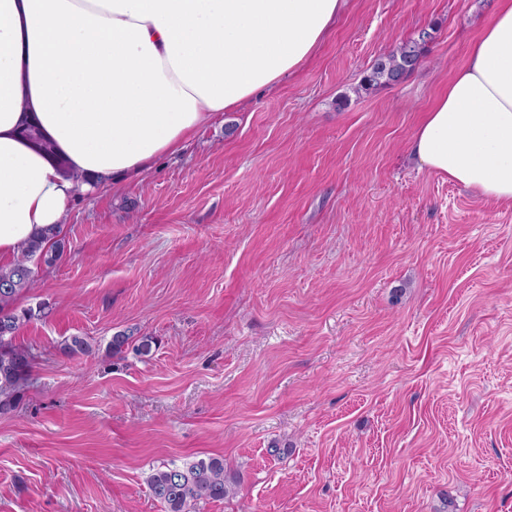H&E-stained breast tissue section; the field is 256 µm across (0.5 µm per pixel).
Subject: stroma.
<instances>
[{"label": "stroma", "instance_id": "1", "mask_svg": "<svg viewBox=\"0 0 512 512\" xmlns=\"http://www.w3.org/2000/svg\"><path fill=\"white\" fill-rule=\"evenodd\" d=\"M492 8L348 0L298 73L77 194L17 302L46 314L0 512H165L150 469L208 457L233 490L193 512H512V204L408 155ZM424 29L404 81L359 91ZM127 328L150 357L111 355Z\"/></svg>", "mask_w": 512, "mask_h": 512}]
</instances>
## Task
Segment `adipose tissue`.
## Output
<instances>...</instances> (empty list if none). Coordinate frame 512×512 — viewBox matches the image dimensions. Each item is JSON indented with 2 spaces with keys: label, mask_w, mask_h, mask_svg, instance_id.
Listing matches in <instances>:
<instances>
[{
  "label": "adipose tissue",
  "mask_w": 512,
  "mask_h": 512,
  "mask_svg": "<svg viewBox=\"0 0 512 512\" xmlns=\"http://www.w3.org/2000/svg\"><path fill=\"white\" fill-rule=\"evenodd\" d=\"M347 0H0V264L63 225L77 177L105 187L188 147L295 74ZM56 147L37 151L28 129ZM409 152L512 203V0H495Z\"/></svg>",
  "instance_id": "adipose-tissue-1"
}]
</instances>
